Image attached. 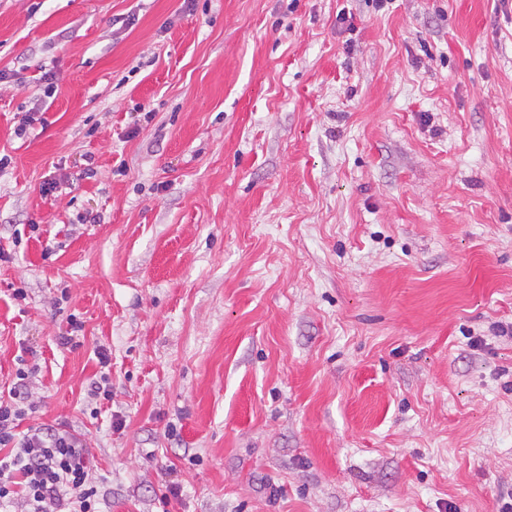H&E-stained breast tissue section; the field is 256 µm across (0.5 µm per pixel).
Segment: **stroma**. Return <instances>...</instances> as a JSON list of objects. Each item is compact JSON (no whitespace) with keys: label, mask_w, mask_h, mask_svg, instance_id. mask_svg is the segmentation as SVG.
Masks as SVG:
<instances>
[{"label":"stroma","mask_w":512,"mask_h":512,"mask_svg":"<svg viewBox=\"0 0 512 512\" xmlns=\"http://www.w3.org/2000/svg\"><path fill=\"white\" fill-rule=\"evenodd\" d=\"M0 249L107 512H499L512 0H0Z\"/></svg>","instance_id":"1"}]
</instances>
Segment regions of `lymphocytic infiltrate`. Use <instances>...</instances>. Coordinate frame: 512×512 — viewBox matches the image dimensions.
<instances>
[{"label":"lymphocytic infiltrate","mask_w":512,"mask_h":512,"mask_svg":"<svg viewBox=\"0 0 512 512\" xmlns=\"http://www.w3.org/2000/svg\"><path fill=\"white\" fill-rule=\"evenodd\" d=\"M30 368L16 372L9 400H0V512H102L93 455L85 440L63 427L20 432Z\"/></svg>","instance_id":"lymphocytic-infiltrate-1"}]
</instances>
